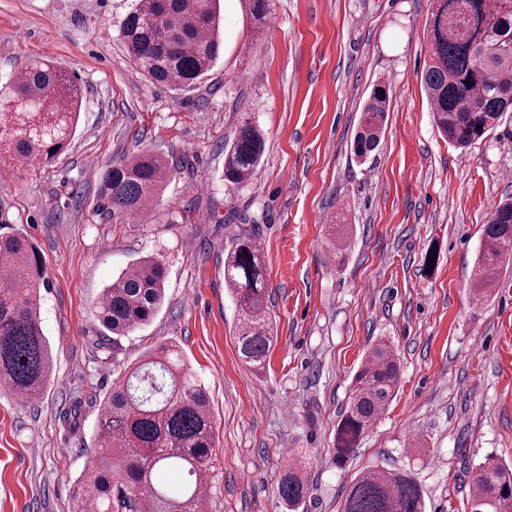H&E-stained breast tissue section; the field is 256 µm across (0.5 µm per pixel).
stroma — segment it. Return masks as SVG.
<instances>
[{
	"mask_svg": "<svg viewBox=\"0 0 512 512\" xmlns=\"http://www.w3.org/2000/svg\"><path fill=\"white\" fill-rule=\"evenodd\" d=\"M133 2L0 0V81L49 60L85 93L51 163H0V234L39 252L53 360L39 398L0 388V512H73L107 391L164 344L209 394L208 512H284L275 484L297 448L309 462L299 512H338L376 466L410 471L427 512H466L483 457L512 464V257L483 301L472 275L484 225L512 197V120L467 151L438 132L422 83L432 0H269L262 23L250 0H223L220 56L187 88L150 82L128 57L120 25ZM381 81L387 127L361 163L353 138ZM245 116L265 151L235 185L224 148ZM144 151L176 164L150 216L106 209L101 175ZM241 235L265 255L277 332L260 372L238 354L224 287V254ZM148 255L165 265L167 301L113 351L100 295ZM380 339L401 361L397 395L337 461L349 386Z\"/></svg>",
	"mask_w": 512,
	"mask_h": 512,
	"instance_id": "obj_1",
	"label": "stroma"
}]
</instances>
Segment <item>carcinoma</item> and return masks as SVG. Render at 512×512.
I'll list each match as a JSON object with an SVG mask.
<instances>
[{"label": "carcinoma", "mask_w": 512, "mask_h": 512, "mask_svg": "<svg viewBox=\"0 0 512 512\" xmlns=\"http://www.w3.org/2000/svg\"><path fill=\"white\" fill-rule=\"evenodd\" d=\"M428 21L429 61L423 73L433 119L448 143L465 148L490 135L512 112V6L503 0H434ZM220 0H134L121 26L130 59L152 80L189 87L215 66L221 49ZM82 89L65 71L45 61L0 86V129L13 126L10 158L35 166L52 161L76 128ZM388 89L377 85L362 113L354 154L377 148L385 129ZM264 152L261 131L247 120L224 151V179L248 182ZM176 170L169 158L142 152L106 170L100 197L114 212L139 214L154 204ZM512 250V201L498 205L484 225L475 276L478 297L487 296L492 271ZM25 276L27 287H16ZM43 268L22 234L0 237V387L36 396L52 376V358L40 318ZM166 271L148 258L133 263L102 292L98 317L121 338L147 325L165 302ZM224 286L238 309L235 336L241 359L265 368L276 340L266 296L265 256L250 236L224 254ZM400 376V359L387 340L375 343L355 373L336 426V458H348L389 406ZM214 425L209 395L185 367L181 353L162 346L112 385L96 431L98 462L80 479L75 512H203ZM180 469L189 480L170 487L162 472ZM512 467L489 454L470 483L469 512H492L512 497ZM308 491L300 455L277 481V493L295 512ZM340 512H426L423 493L409 474L385 467L361 472L350 484Z\"/></svg>", "instance_id": "obj_1"}]
</instances>
